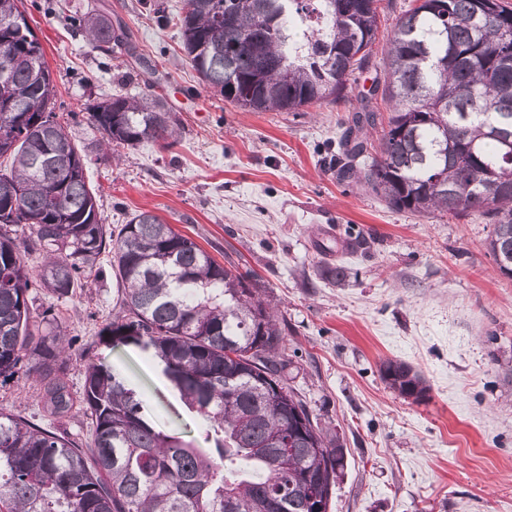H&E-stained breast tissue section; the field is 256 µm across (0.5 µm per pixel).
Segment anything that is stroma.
<instances>
[{"label": "stroma", "instance_id": "stroma-1", "mask_svg": "<svg viewBox=\"0 0 512 512\" xmlns=\"http://www.w3.org/2000/svg\"><path fill=\"white\" fill-rule=\"evenodd\" d=\"M413 0H377L371 65L348 97L297 112H247L208 88L181 37L154 13L185 0H26L57 84V116L78 148L101 220L119 230L150 211L216 261L256 273L288 324L285 376L321 426L343 439L347 466L329 512H512V279L487 251L483 218L389 209L323 164L344 119L383 74L387 39ZM92 6L126 26L130 56L92 48L70 26ZM162 94L179 120L165 149L144 143L113 161L83 111L125 90ZM350 270L344 286L331 271ZM82 295L63 313L90 355L121 366L158 406L171 435L203 447L197 420L135 346L100 343L124 297L103 251ZM412 365L430 390L414 401L380 375Z\"/></svg>", "mask_w": 512, "mask_h": 512}]
</instances>
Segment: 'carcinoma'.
Listing matches in <instances>:
<instances>
[{"instance_id":"obj_1","label":"carcinoma","mask_w":512,"mask_h":512,"mask_svg":"<svg viewBox=\"0 0 512 512\" xmlns=\"http://www.w3.org/2000/svg\"><path fill=\"white\" fill-rule=\"evenodd\" d=\"M377 0H186L183 50L202 81L248 112H297L345 97L378 28ZM70 24L106 52L129 50L122 24L97 11ZM0 385L22 376L51 421L43 429L0 410V512H318L344 457L284 376V336L260 281L213 259L162 217L140 211L114 234L86 177L88 154L57 121V89L24 0H0ZM512 6L502 0H417L400 18L384 61L392 102L378 155L363 96L325 162L387 205L414 214L479 215L494 224L487 249L512 278ZM112 155L142 142L176 144L179 120L158 94L116 93L88 109ZM124 288L98 333L162 360L206 448L156 428L142 393L90 357L57 305L84 289L106 246ZM32 253L42 265L33 274ZM83 368L73 392L68 363ZM383 380L424 396L423 377L387 359ZM92 425L80 444L67 426Z\"/></svg>"}]
</instances>
